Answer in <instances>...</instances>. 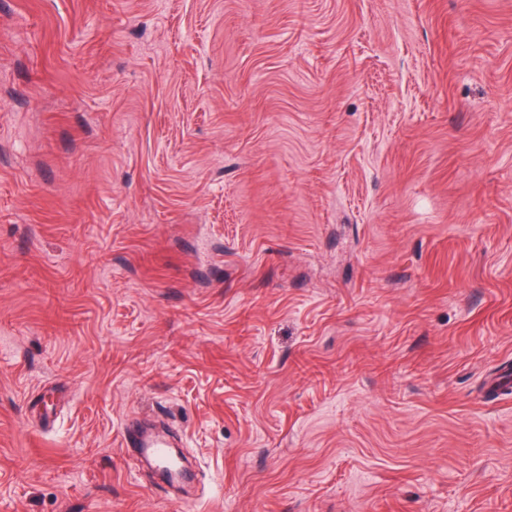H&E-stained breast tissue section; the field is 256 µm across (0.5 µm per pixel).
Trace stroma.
<instances>
[{
	"label": "stroma",
	"instance_id": "obj_1",
	"mask_svg": "<svg viewBox=\"0 0 512 512\" xmlns=\"http://www.w3.org/2000/svg\"><path fill=\"white\" fill-rule=\"evenodd\" d=\"M508 358L512 0H0V512H512ZM173 435L167 432H144L135 436L130 428L125 427L122 431L121 440L126 445L138 448H151L154 460L157 463L171 462L168 448L176 445L173 442ZM175 438V437H174Z\"/></svg>",
	"mask_w": 512,
	"mask_h": 512
}]
</instances>
